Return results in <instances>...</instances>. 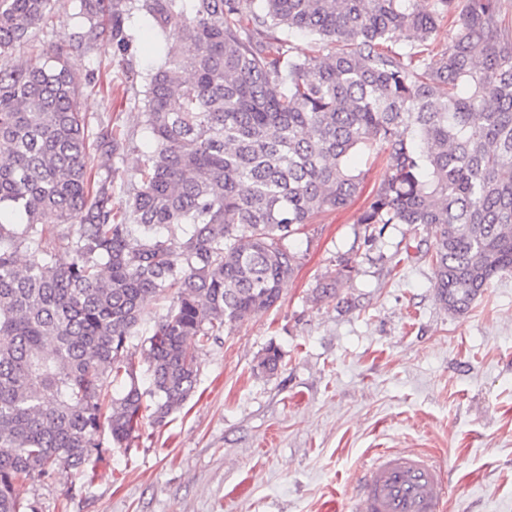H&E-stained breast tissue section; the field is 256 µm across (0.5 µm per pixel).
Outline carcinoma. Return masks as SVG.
Segmentation results:
<instances>
[{
  "instance_id": "obj_1",
  "label": "carcinoma",
  "mask_w": 512,
  "mask_h": 512,
  "mask_svg": "<svg viewBox=\"0 0 512 512\" xmlns=\"http://www.w3.org/2000/svg\"><path fill=\"white\" fill-rule=\"evenodd\" d=\"M53 6L0 0V57L32 50L0 65V512H24L16 483L61 466L89 479L101 449L166 425L195 392L198 351L279 301L300 266L288 239L359 195L356 156L388 154L357 223L432 229L445 309L467 312L512 270L502 0H78L80 32L40 49ZM135 11L164 62L145 77L154 148L114 204L116 170L92 162L126 141L112 117L92 129L79 111L75 55L102 34L127 53ZM405 33L411 51L387 45ZM351 272L318 278L313 298ZM161 296L171 304L140 345L145 387L131 340ZM281 364L270 346L256 370Z\"/></svg>"
}]
</instances>
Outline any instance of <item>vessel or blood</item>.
<instances>
[{"instance_id": "obj_1", "label": "vessel or blood", "mask_w": 512, "mask_h": 512, "mask_svg": "<svg viewBox=\"0 0 512 512\" xmlns=\"http://www.w3.org/2000/svg\"><path fill=\"white\" fill-rule=\"evenodd\" d=\"M441 470L417 452L378 453L366 464L352 512H444Z\"/></svg>"}]
</instances>
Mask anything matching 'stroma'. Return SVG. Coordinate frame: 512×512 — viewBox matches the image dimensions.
Here are the masks:
<instances>
[{"label":"stroma","instance_id":"35a3bbf8","mask_svg":"<svg viewBox=\"0 0 512 512\" xmlns=\"http://www.w3.org/2000/svg\"><path fill=\"white\" fill-rule=\"evenodd\" d=\"M127 57L105 42L78 57L95 80L80 108L128 141L95 170L135 175L153 146L144 78L163 61L151 20L133 14ZM363 199L306 225L302 255L273 309L225 329L199 352L193 396L132 448L103 449L86 483L68 469L16 494L34 512H351L365 462L386 448L432 455L448 470L445 512H512V271L491 279L462 315L434 287L432 231L357 219ZM348 260L335 297L318 277ZM270 345L274 375L257 373Z\"/></svg>","mask_w":512,"mask_h":512}]
</instances>
